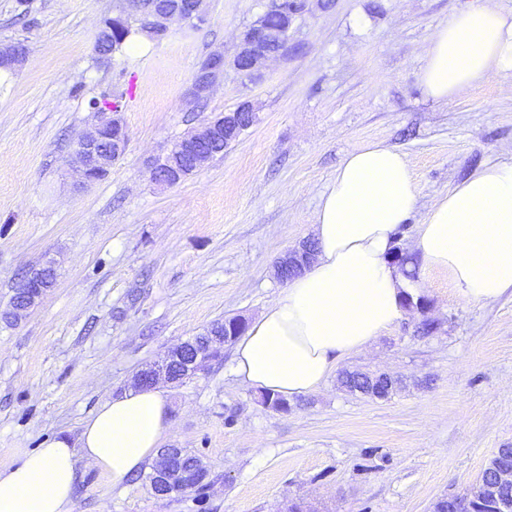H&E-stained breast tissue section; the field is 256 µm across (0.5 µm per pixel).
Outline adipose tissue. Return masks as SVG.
Segmentation results:
<instances>
[{
	"instance_id": "adipose-tissue-1",
	"label": "adipose tissue",
	"mask_w": 512,
	"mask_h": 512,
	"mask_svg": "<svg viewBox=\"0 0 512 512\" xmlns=\"http://www.w3.org/2000/svg\"><path fill=\"white\" fill-rule=\"evenodd\" d=\"M512 76V11L474 0L428 39L421 84L445 102L490 75ZM419 205L401 151L366 141L350 150L320 197L311 264L252 322L233 352L238 381L286 398L318 390L344 357L368 350L447 273L461 299L491 303L512 291V162L485 164L439 197L418 224L406 277L395 232ZM166 387H134L103 403L77 439L60 437L0 469V512H71L81 466L121 485L156 458L170 428Z\"/></svg>"
}]
</instances>
